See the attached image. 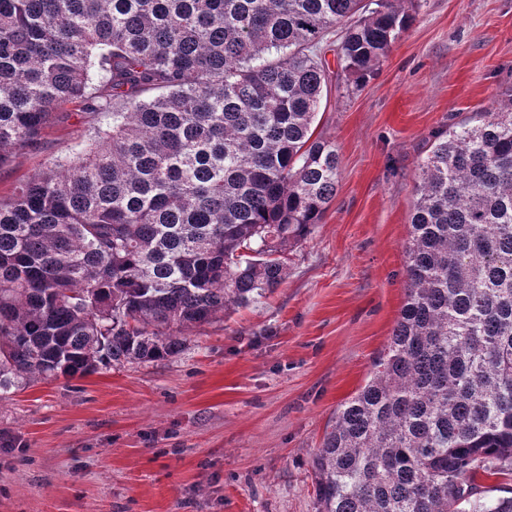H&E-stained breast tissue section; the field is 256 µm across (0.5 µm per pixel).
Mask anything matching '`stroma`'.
<instances>
[{"label": "stroma", "instance_id": "obj_1", "mask_svg": "<svg viewBox=\"0 0 512 512\" xmlns=\"http://www.w3.org/2000/svg\"><path fill=\"white\" fill-rule=\"evenodd\" d=\"M412 13L376 75L328 85L315 132L336 145V196L279 288L173 359L0 396V512H316L310 462L405 299L418 166L512 89V0ZM88 134L75 105L58 111L0 167V197Z\"/></svg>", "mask_w": 512, "mask_h": 512}]
</instances>
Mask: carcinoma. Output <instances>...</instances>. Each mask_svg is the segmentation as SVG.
Instances as JSON below:
<instances>
[{"instance_id":"cac0c4a2","label":"carcinoma","mask_w":512,"mask_h":512,"mask_svg":"<svg viewBox=\"0 0 512 512\" xmlns=\"http://www.w3.org/2000/svg\"><path fill=\"white\" fill-rule=\"evenodd\" d=\"M404 2L0 0V167L68 104L91 128L0 199V396L175 358L280 287L338 183L317 48L338 30L365 81ZM418 178L405 300L312 459L318 512H512V93Z\"/></svg>"}]
</instances>
